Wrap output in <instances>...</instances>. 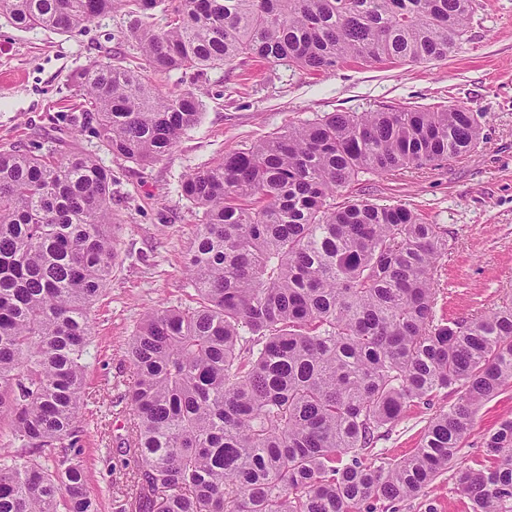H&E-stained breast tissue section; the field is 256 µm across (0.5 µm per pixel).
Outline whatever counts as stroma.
Here are the masks:
<instances>
[{
  "label": "stroma",
  "instance_id": "stroma-1",
  "mask_svg": "<svg viewBox=\"0 0 512 512\" xmlns=\"http://www.w3.org/2000/svg\"><path fill=\"white\" fill-rule=\"evenodd\" d=\"M123 15L59 34L20 30L0 20V146L55 139L93 150L91 132L73 135L59 116L78 110L80 74L109 54L132 64L128 44L112 40ZM469 40L434 63L364 64L347 61L325 72L248 61L202 77L173 72L167 90L193 91L203 102L199 122L163 160L139 165L109 153L112 230L119 252L112 275L90 309L86 356L88 401L82 409V461L87 491L99 512H115L133 463L121 446L126 434L124 394L131 378L126 343L145 311L157 304L192 306L198 295L185 263L193 247L197 210L181 192L185 175L274 132L328 112L463 104L484 112L483 141L472 153L439 166L392 176H365L351 187L371 201L404 203L448 230L435 314L462 318L512 296V0H479ZM432 412L422 406L377 441L374 452L396 460L412 454ZM512 417V388L485 403L465 434L456 468H478L488 452L484 436ZM377 512H469L454 470L441 473L417 496L380 500Z\"/></svg>",
  "mask_w": 512,
  "mask_h": 512
}]
</instances>
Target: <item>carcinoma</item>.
<instances>
[{
    "mask_svg": "<svg viewBox=\"0 0 512 512\" xmlns=\"http://www.w3.org/2000/svg\"><path fill=\"white\" fill-rule=\"evenodd\" d=\"M476 0H0L21 30L73 32L124 13L130 68L97 60L63 117L137 164L199 121L155 76L261 59L299 71L347 60L438 62L466 43ZM165 19L155 22L156 13ZM484 113L450 104L329 112L191 173L196 306H155L131 337L134 467L117 512H375L448 469L485 402L512 387V298L434 313L448 229L404 204L336 196L365 175L454 161ZM112 172L95 153L0 149V421L42 459H0V512H97L78 457L89 308L112 273ZM448 388L401 460L371 454L409 406ZM491 462L456 482L473 512H512V418Z\"/></svg>",
    "mask_w": 512,
    "mask_h": 512,
    "instance_id": "carcinoma-1",
    "label": "carcinoma"
}]
</instances>
